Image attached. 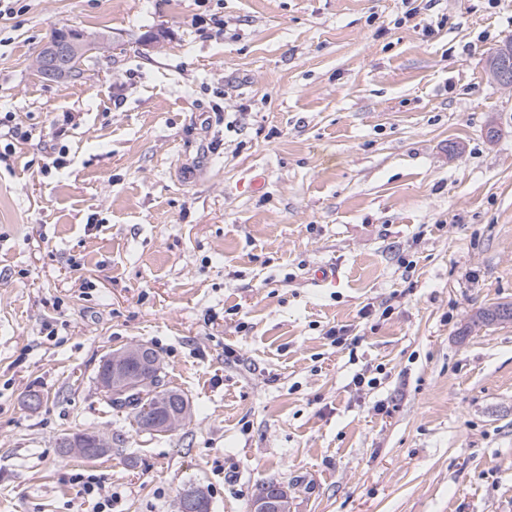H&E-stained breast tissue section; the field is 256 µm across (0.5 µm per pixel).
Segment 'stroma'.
Wrapping results in <instances>:
<instances>
[{"mask_svg":"<svg viewBox=\"0 0 512 512\" xmlns=\"http://www.w3.org/2000/svg\"><path fill=\"white\" fill-rule=\"evenodd\" d=\"M61 25L95 43L70 82L34 66ZM510 37L512 0L0 18V512H93L81 475L112 512H250L267 482L291 512H512V322L470 323L512 303ZM139 342L175 431L99 393ZM86 429L110 451L60 455ZM182 396L184 394L176 388H167L156 392L151 397L148 396L139 406L133 409L137 410L133 417L138 428L151 432L144 426V421L153 423L159 421L161 425L156 427L168 429V432L178 427L181 419H174L173 417L182 412ZM170 415L172 418L167 423L162 424ZM156 427H152V429Z\"/></svg>","mask_w":512,"mask_h":512,"instance_id":"obj_1","label":"stroma"}]
</instances>
